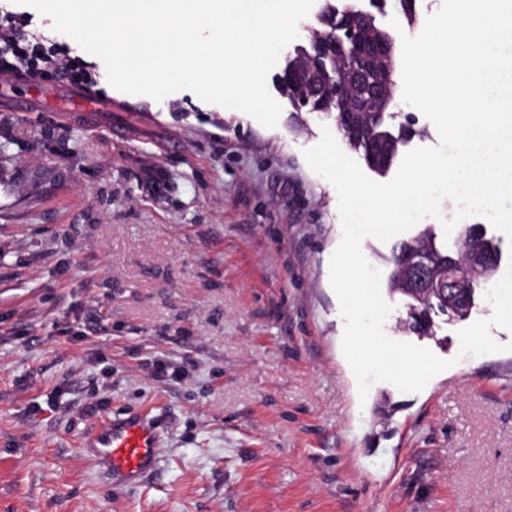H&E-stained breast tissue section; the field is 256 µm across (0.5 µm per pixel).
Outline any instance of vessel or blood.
<instances>
[{
  "mask_svg": "<svg viewBox=\"0 0 512 512\" xmlns=\"http://www.w3.org/2000/svg\"><path fill=\"white\" fill-rule=\"evenodd\" d=\"M68 106L72 121L94 122L98 113L112 109L109 99L88 91L55 85H38L33 96L19 97L10 90L0 91V101L13 112H31L35 108L50 109L52 102ZM108 479L134 484L152 474L159 464L158 438L153 424L141 414L111 421L90 441Z\"/></svg>",
  "mask_w": 512,
  "mask_h": 512,
  "instance_id": "obj_1",
  "label": "vessel or blood"
}]
</instances>
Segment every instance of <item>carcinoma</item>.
Returning <instances> with one entry per match:
<instances>
[{
    "label": "carcinoma",
    "mask_w": 512,
    "mask_h": 512,
    "mask_svg": "<svg viewBox=\"0 0 512 512\" xmlns=\"http://www.w3.org/2000/svg\"><path fill=\"white\" fill-rule=\"evenodd\" d=\"M373 24L376 16L369 12H358L351 4L337 5L336 0H326L318 18V28L310 32L308 45L300 47L295 57L283 70L278 78L279 89L287 96L293 107L302 112L331 117L345 142L353 149L362 153L370 169L385 174L393 166L399 147L406 144L419 130L416 121L408 115L393 130L391 120L396 113L391 111L375 112L363 123L355 124L347 120L345 113L338 111L337 103L342 89L336 84L322 86L311 82L312 73L318 69L329 72L336 69L341 61L354 60L363 67H371L377 60L378 50L387 47L392 51L393 68H398L402 58L396 38L383 27H378V38L373 42H356L349 34V25L356 24L360 19ZM461 246L450 251L436 243L432 228L428 227L415 237L397 244L386 262L391 266V290L405 297L408 329L420 335L432 333L434 315H448V306L439 299L425 300L408 294L405 285L397 275L401 254L405 250L421 252V261L427 264L431 276L438 280L448 276V260L464 268L470 261L473 251L490 248L498 251V247L486 238L484 228L480 224H463L458 231ZM498 266L493 265L481 269L463 279V287L471 294L493 283Z\"/></svg>",
    "instance_id": "cac0c4a2"
}]
</instances>
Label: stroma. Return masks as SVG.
I'll list each match as a JSON object with an SVG mask.
<instances>
[{"label":"stroma","mask_w":512,"mask_h":512,"mask_svg":"<svg viewBox=\"0 0 512 512\" xmlns=\"http://www.w3.org/2000/svg\"><path fill=\"white\" fill-rule=\"evenodd\" d=\"M93 126L0 110V512H512V330L459 357L455 320L396 341L452 360L417 393L360 398L330 284L338 194L302 151L334 119L276 127L180 90L113 88ZM140 411L157 471L102 478L85 447Z\"/></svg>","instance_id":"obj_1"}]
</instances>
